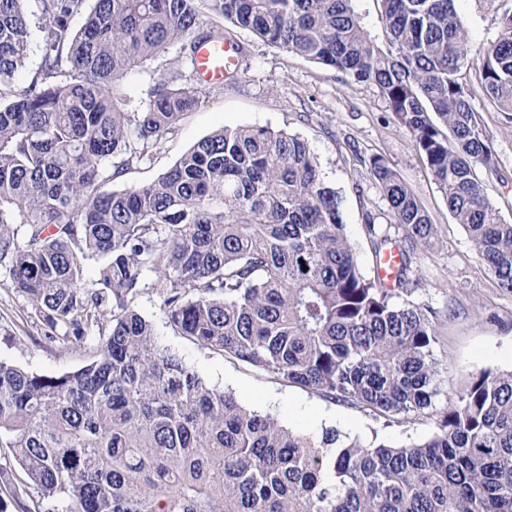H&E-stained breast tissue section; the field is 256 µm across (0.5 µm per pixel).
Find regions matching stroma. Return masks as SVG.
Instances as JSON below:
<instances>
[{"instance_id":"stroma-1","label":"stroma","mask_w":512,"mask_h":512,"mask_svg":"<svg viewBox=\"0 0 512 512\" xmlns=\"http://www.w3.org/2000/svg\"><path fill=\"white\" fill-rule=\"evenodd\" d=\"M455 9L472 49L497 39L499 12L488 0H455ZM238 37L243 52L237 80L202 87L197 105L183 114L151 160L112 182V189L156 180L198 140L223 127H268L299 135L316 157L326 184L338 193L347 238L362 273L370 277L374 263L365 224L370 219L389 222L388 204L370 166L373 157L383 158L438 230L436 245L413 257L412 288L396 302L426 307L435 315L440 393L431 408L411 418L378 417L256 372L176 335L150 287H142L136 308L153 323L158 344L178 354L208 386L230 392L247 409L272 415L293 432L317 438L334 429L345 440L366 446L421 443L437 432L448 403L473 376L486 370H512V293L500 288L479 262L412 136L392 120L372 82L354 81L333 68L283 52L248 31H239ZM178 55V46H170L128 73L116 85L119 95L136 105L147 100L159 79L185 83L189 69L179 64ZM460 79L473 89L472 104L495 156V171L480 166L477 176L490 202L505 221L512 222V122L495 112L478 89L474 68H462ZM46 331L25 298L10 289L0 291V360L39 374L59 375L76 371L95 357L94 347L65 349L47 341ZM22 476L9 449L0 448V495L11 498L12 512H42L43 501Z\"/></svg>"}]
</instances>
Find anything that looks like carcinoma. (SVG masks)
<instances>
[{
  "label": "carcinoma",
  "mask_w": 512,
  "mask_h": 512,
  "mask_svg": "<svg viewBox=\"0 0 512 512\" xmlns=\"http://www.w3.org/2000/svg\"><path fill=\"white\" fill-rule=\"evenodd\" d=\"M204 1L230 26H204ZM86 2L41 0L40 71L0 103L6 287L45 321L48 341L98 352L60 375L0 361V448L46 512H512V371L473 376L421 444L367 447L334 429L314 440L206 385L132 306L150 273L168 325L203 347L378 416L429 408L432 311L394 298L410 290L411 259L434 246L436 228L381 159L372 173L390 224L370 220L366 231L376 266L397 249L390 281L362 274L341 200L295 134L219 129L156 181L104 189L149 160L199 100L192 80L161 79L131 112L117 82L172 44L194 74L199 44L240 53L236 30H247L374 83L479 259L512 292V223L475 174L495 167L458 79L469 50L453 0H380L386 50L351 0ZM500 23L478 73L510 120L512 6ZM30 29L26 0H0V88L25 66ZM89 256L103 259L93 283Z\"/></svg>",
  "instance_id": "carcinoma-1"
}]
</instances>
